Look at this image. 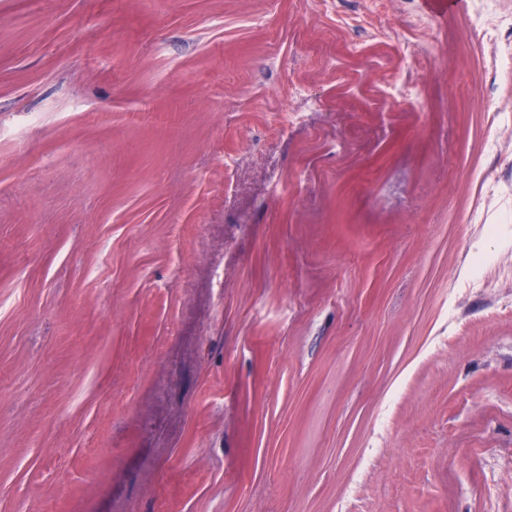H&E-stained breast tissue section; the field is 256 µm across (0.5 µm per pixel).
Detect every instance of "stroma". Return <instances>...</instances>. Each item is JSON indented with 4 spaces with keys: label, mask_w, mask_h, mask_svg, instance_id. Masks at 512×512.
<instances>
[{
    "label": "stroma",
    "mask_w": 512,
    "mask_h": 512,
    "mask_svg": "<svg viewBox=\"0 0 512 512\" xmlns=\"http://www.w3.org/2000/svg\"><path fill=\"white\" fill-rule=\"evenodd\" d=\"M512 0H0V512H512Z\"/></svg>",
    "instance_id": "obj_1"
}]
</instances>
